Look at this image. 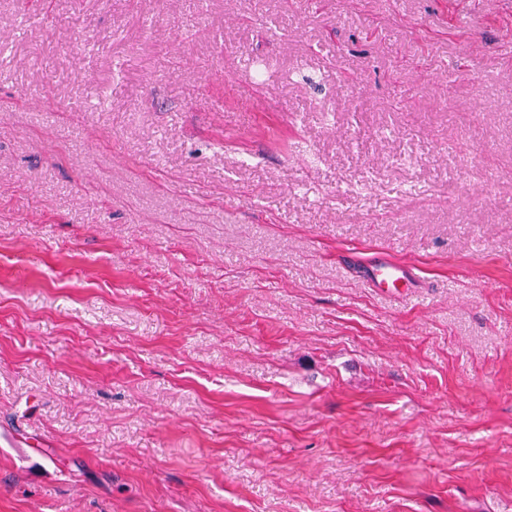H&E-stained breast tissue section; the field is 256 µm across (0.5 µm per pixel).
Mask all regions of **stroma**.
<instances>
[{
	"label": "stroma",
	"instance_id": "obj_1",
	"mask_svg": "<svg viewBox=\"0 0 512 512\" xmlns=\"http://www.w3.org/2000/svg\"><path fill=\"white\" fill-rule=\"evenodd\" d=\"M0 512H512V0H0ZM363 278L373 288L384 289L397 288L399 283H409L412 277V267L404 263L387 259H379L362 272Z\"/></svg>",
	"mask_w": 512,
	"mask_h": 512
}]
</instances>
